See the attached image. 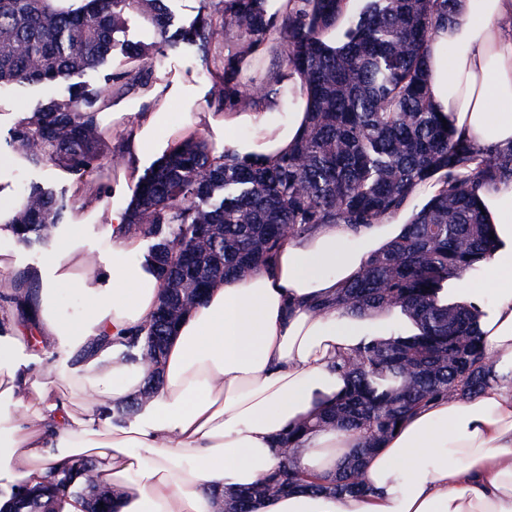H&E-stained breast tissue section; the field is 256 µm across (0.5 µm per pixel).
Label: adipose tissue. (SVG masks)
<instances>
[{"instance_id": "obj_1", "label": "adipose tissue", "mask_w": 512, "mask_h": 512, "mask_svg": "<svg viewBox=\"0 0 512 512\" xmlns=\"http://www.w3.org/2000/svg\"><path fill=\"white\" fill-rule=\"evenodd\" d=\"M512 0H459L451 23L425 46L426 85L455 137L478 153L512 147ZM245 108L169 111L155 85L143 112H102L117 129L122 189L189 138L206 136L215 155L230 150L269 163L292 150L309 119L310 95L296 70L260 72ZM77 199L51 236L47 265L31 272L35 316L10 303L19 283L11 253L0 252V479L35 488L53 471L90 461L111 486L113 512H217L220 496L254 484L285 464L308 477L335 474L358 444L333 426L306 433L285 460L288 430L334 405L347 386L336 361L368 339H389L401 320L388 310L362 315L318 311L407 230L409 210L359 230L322 224L284 239L269 267L219 277L180 321L147 387L143 367L118 360L123 339L143 328L162 293L155 272L129 264L140 238L110 186L75 181ZM477 194L498 244L488 266L494 303L481 324L496 373L481 392L435 401L382 439L362 463L361 496L295 491L259 501L253 512H512V181ZM110 261L94 264L85 232L95 220ZM84 303L78 320L59 313L63 290ZM67 345V370L21 371L22 358ZM132 421L113 423L130 403Z\"/></svg>"}]
</instances>
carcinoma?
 <instances>
[{
	"mask_svg": "<svg viewBox=\"0 0 512 512\" xmlns=\"http://www.w3.org/2000/svg\"><path fill=\"white\" fill-rule=\"evenodd\" d=\"M295 0L278 21L268 0H201L192 22L168 36L163 0H0V87L42 84L103 72L106 85L134 86L142 72L116 66L126 57L186 45L210 68L211 47L232 31L254 42L276 28L285 65L306 72L311 116L295 148L272 164L224 152L217 164L203 139L187 141L147 170L129 208L128 228L153 241L144 266L157 267L163 293L157 311L122 341V361L145 352L162 358L156 336L172 334L182 314L177 299L190 284L197 297L219 276L263 268L282 240L319 224L367 227L407 204L416 185L446 188L413 206L405 235L371 260L361 277L317 309L359 313L401 308L417 333L371 341L336 363L348 379L324 415L284 438L283 454L310 429L331 425L363 438L336 475L315 482L288 466L221 500L220 512H253L264 498L294 490L352 495L366 491L358 461L413 411L485 388L492 375L478 320L484 307L446 301L451 280L476 274L496 249L476 197L485 182L512 180V150L481 157L443 127L424 89V45L453 19L456 0ZM152 36L146 45H118L130 13ZM101 91L70 87L19 123L12 141L35 165L48 161L83 176L104 160L96 113ZM214 99L246 107L251 93L234 83L213 87ZM67 208L53 189L29 186L17 213V242L49 240ZM73 478L56 477L39 491L13 487L0 512H63Z\"/></svg>",
	"mask_w": 512,
	"mask_h": 512,
	"instance_id": "obj_1",
	"label": "carcinoma"
}]
</instances>
